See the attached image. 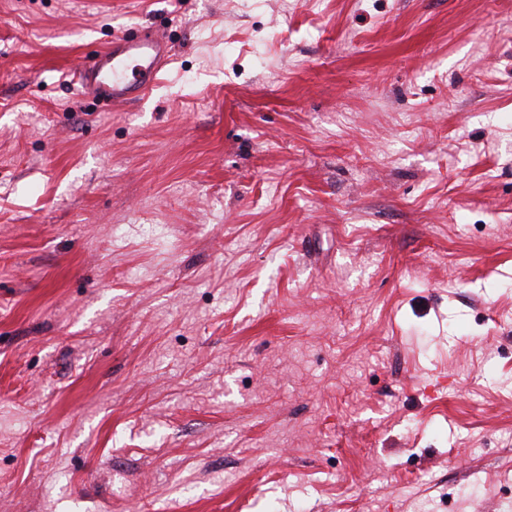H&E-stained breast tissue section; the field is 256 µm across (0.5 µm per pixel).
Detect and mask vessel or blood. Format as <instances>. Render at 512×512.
<instances>
[{"instance_id":"1","label":"vessel or blood","mask_w":512,"mask_h":512,"mask_svg":"<svg viewBox=\"0 0 512 512\" xmlns=\"http://www.w3.org/2000/svg\"><path fill=\"white\" fill-rule=\"evenodd\" d=\"M169 52L164 34L146 28L136 38L120 40L94 59L80 61L73 76L92 99L127 104L143 98Z\"/></svg>"}]
</instances>
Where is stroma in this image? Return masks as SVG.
Instances as JSON below:
<instances>
[{
	"label": "stroma",
	"instance_id": "1",
	"mask_svg": "<svg viewBox=\"0 0 512 512\" xmlns=\"http://www.w3.org/2000/svg\"><path fill=\"white\" fill-rule=\"evenodd\" d=\"M0 512H512V0H0ZM169 52L164 34L145 28L136 38L120 39L94 59L80 60L73 72L74 80L96 101L131 103L146 94Z\"/></svg>",
	"mask_w": 512,
	"mask_h": 512
}]
</instances>
